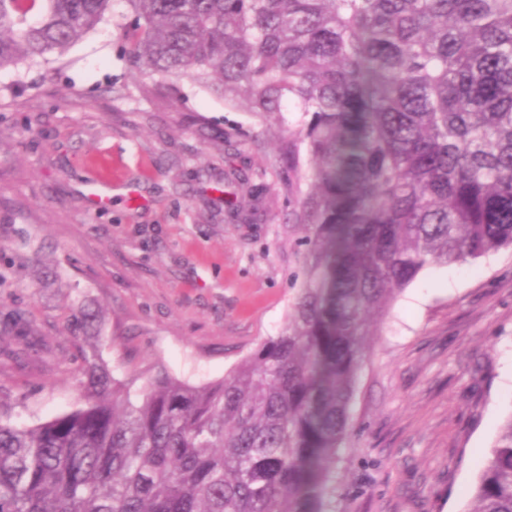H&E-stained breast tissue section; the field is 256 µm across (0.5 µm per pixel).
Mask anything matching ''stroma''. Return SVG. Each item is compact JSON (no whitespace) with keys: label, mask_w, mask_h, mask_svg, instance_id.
Segmentation results:
<instances>
[{"label":"stroma","mask_w":512,"mask_h":512,"mask_svg":"<svg viewBox=\"0 0 512 512\" xmlns=\"http://www.w3.org/2000/svg\"><path fill=\"white\" fill-rule=\"evenodd\" d=\"M130 19L114 0L63 60L0 70V343L32 350L0 356V412L20 427L78 401L72 307L99 310L120 380H220L288 321L303 231L274 163L299 113L268 120L187 80L145 96ZM380 328L323 508L470 512L512 414V249L425 269Z\"/></svg>","instance_id":"obj_1"}]
</instances>
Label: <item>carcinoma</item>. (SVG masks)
Returning <instances> with one entry per match:
<instances>
[{
    "mask_svg": "<svg viewBox=\"0 0 512 512\" xmlns=\"http://www.w3.org/2000/svg\"><path fill=\"white\" fill-rule=\"evenodd\" d=\"M113 0H0V70L61 58ZM125 51L266 118L302 224L282 331L223 379L137 398L100 345L72 410L0 419V512H322L358 372L425 268L512 248V0H124ZM72 308L69 331H95ZM469 512H512V415Z\"/></svg>",
    "mask_w": 512,
    "mask_h": 512,
    "instance_id": "1",
    "label": "carcinoma"
}]
</instances>
